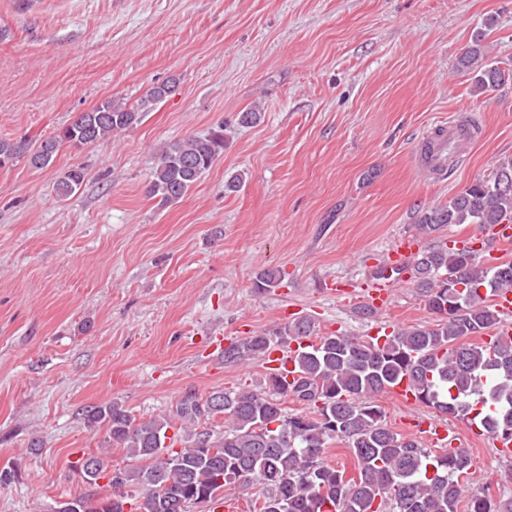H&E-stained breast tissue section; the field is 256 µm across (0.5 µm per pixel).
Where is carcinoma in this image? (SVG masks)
Returning <instances> with one entry per match:
<instances>
[{"instance_id":"1","label":"carcinoma","mask_w":512,"mask_h":512,"mask_svg":"<svg viewBox=\"0 0 512 512\" xmlns=\"http://www.w3.org/2000/svg\"><path fill=\"white\" fill-rule=\"evenodd\" d=\"M480 42L475 39L460 60L477 94L504 78ZM170 92L166 83L156 86L137 108L104 100L33 153L24 141L1 139L0 167L27 154L32 166L45 168L62 144L80 148L128 129L148 104ZM223 152L222 125L168 144L152 162L147 192L163 205L181 200ZM83 182V168L69 169L57 181L58 196H71ZM506 221H512V160L447 203L421 211L417 228L430 235L451 224L488 229ZM409 280L436 320L397 328L381 346L339 332L321 336L315 320L304 316L224 349L225 362L240 364L274 344L317 337L297 361L291 384L271 374L263 391H215L204 401L190 395L174 414L144 422L117 402L86 407L89 428L105 429L112 444L148 465L112 468L102 455H86L77 462L83 479L95 485L106 478L114 492L77 496L83 512H190L192 506L211 507L225 486L250 481L266 488L253 512H459L464 499L467 512H512V499H494L485 489L465 492L463 478L474 466L467 450L432 451L389 427L378 403V396L405 380L417 401L439 414L472 420L493 439L512 435V339L492 346L477 342L498 317L490 297L512 288V260L486 268L473 246H428L412 259ZM288 396L310 412H286L281 399ZM216 401L224 431L191 428L213 415ZM175 421L184 425V434L169 436ZM335 443L349 450L352 471L327 461ZM130 484L139 491L128 499L119 489Z\"/></svg>"}]
</instances>
